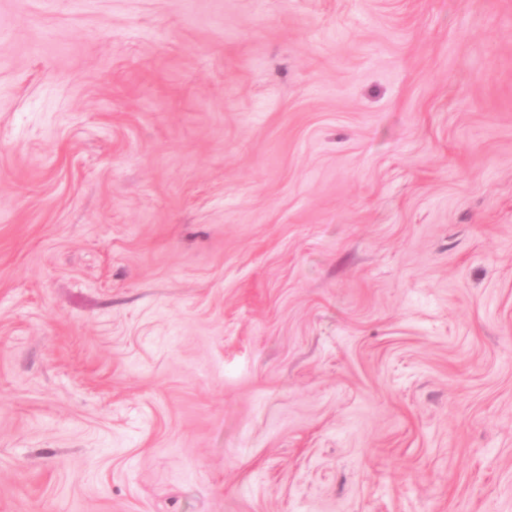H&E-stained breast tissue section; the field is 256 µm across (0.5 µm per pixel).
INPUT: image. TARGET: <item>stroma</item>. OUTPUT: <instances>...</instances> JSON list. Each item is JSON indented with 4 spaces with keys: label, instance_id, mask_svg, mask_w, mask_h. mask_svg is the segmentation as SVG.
Wrapping results in <instances>:
<instances>
[{
    "label": "stroma",
    "instance_id": "1",
    "mask_svg": "<svg viewBox=\"0 0 512 512\" xmlns=\"http://www.w3.org/2000/svg\"><path fill=\"white\" fill-rule=\"evenodd\" d=\"M0 512H512V0H0Z\"/></svg>",
    "mask_w": 512,
    "mask_h": 512
}]
</instances>
